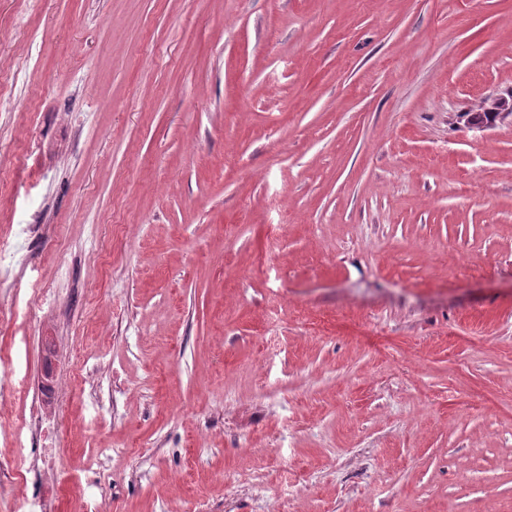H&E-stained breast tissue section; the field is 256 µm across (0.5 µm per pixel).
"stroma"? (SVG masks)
Segmentation results:
<instances>
[{"label":"stroma","mask_w":512,"mask_h":512,"mask_svg":"<svg viewBox=\"0 0 512 512\" xmlns=\"http://www.w3.org/2000/svg\"><path fill=\"white\" fill-rule=\"evenodd\" d=\"M510 91L512 0H0V512H512Z\"/></svg>","instance_id":"obj_1"}]
</instances>
